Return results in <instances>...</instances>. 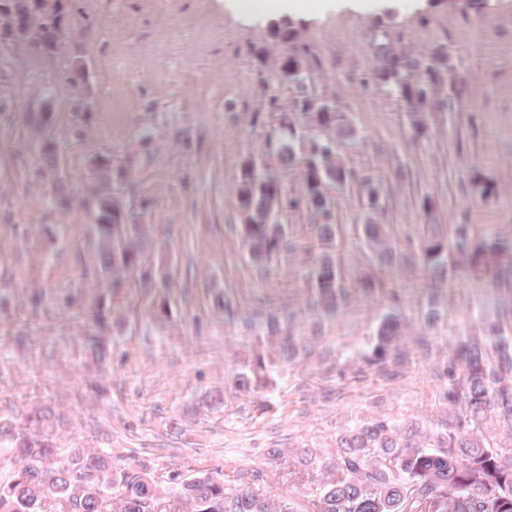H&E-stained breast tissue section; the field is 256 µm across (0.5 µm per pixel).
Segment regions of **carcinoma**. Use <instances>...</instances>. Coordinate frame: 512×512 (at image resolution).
Wrapping results in <instances>:
<instances>
[{
  "mask_svg": "<svg viewBox=\"0 0 512 512\" xmlns=\"http://www.w3.org/2000/svg\"><path fill=\"white\" fill-rule=\"evenodd\" d=\"M32 17L39 20L35 29L27 28ZM74 29L63 0H0V31L7 38H24L50 52ZM375 54L379 65L372 83L407 112H441L463 93L443 45L426 57H412L380 42ZM307 71L298 52L282 57L280 75L298 93L296 106L305 121L298 125L293 114L280 112V134L268 140L281 168H301L303 196H288L278 177L263 173L266 159L251 155L241 166L238 199L244 243L260 269L288 248L286 225L273 214L303 206L322 219L316 228L324 249L305 271L312 317L271 314L253 332L252 358L233 379L243 391L267 384L279 363L311 354L323 318L335 315L350 298L329 250L338 225L330 221L326 189L346 185L354 174L340 161L338 141L325 132L336 129L349 139L355 128L334 103L308 86ZM110 181L109 169L102 166L92 189L97 209L93 237L104 278L134 273L145 261V225L132 222L128 207L112 196ZM363 190L367 213L380 209L382 184L367 180ZM362 231L378 264L409 266L419 257L436 288L460 272L512 288V241L477 237L469 224L453 227L454 258L448 255V241L437 235L424 238L413 251L395 247L389 225L375 224L371 217ZM444 318L445 311L430 301L421 312L424 332L410 336L400 315H386L370 351L354 365L355 375L399 378L405 367L430 353V334ZM506 325L502 319L486 320L448 343L447 355L434 366L442 382L438 398L447 406L437 429L405 427L376 416L342 426L336 456L329 461L309 445L302 448L296 459L304 467L313 512H512V456L486 444L493 426L500 430L502 447L512 442V333ZM84 352L97 364L105 363L107 337H89ZM65 420L38 406L24 414L0 415V448L5 449L0 454V512H294L285 499L253 489L260 477L256 469H240L228 483L218 470L189 480L177 473L163 479L145 464L120 467L107 451L63 448L42 429L47 421L58 427Z\"/></svg>",
  "mask_w": 512,
  "mask_h": 512,
  "instance_id": "obj_1",
  "label": "carcinoma"
}]
</instances>
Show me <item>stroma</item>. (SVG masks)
<instances>
[{
  "instance_id": "35a3bbf8",
  "label": "stroma",
  "mask_w": 512,
  "mask_h": 512,
  "mask_svg": "<svg viewBox=\"0 0 512 512\" xmlns=\"http://www.w3.org/2000/svg\"><path fill=\"white\" fill-rule=\"evenodd\" d=\"M244 2L65 0L77 27L57 50L0 39V409L52 406L68 416L54 431L62 444L161 474L219 469L229 480L255 468L260 491L311 512L269 449L311 443L327 458L340 425L376 415L433 426L444 415L434 361L449 338L512 310V292L460 277L436 290L423 266L379 268L361 234L358 185L334 190L333 252L350 299L323 321L331 359L283 367L249 394L229 387L252 351L244 321L258 327L280 310L308 317L305 266L321 249L314 217L286 211L292 247L261 276L240 233L241 161L263 151L296 97L280 76L286 48L271 27L296 31L317 92L354 125L343 160L383 184L376 219L392 225L395 244L407 247L430 223L443 235L469 224L478 236L512 240V0H364L358 11L325 0L308 19L279 6L243 13ZM382 41L416 56L448 48L465 90L452 111L424 114L427 138L415 139L411 117L364 84ZM272 98L279 112L269 111ZM41 111L49 122L34 126ZM48 145L60 160L55 174L43 168ZM102 162L113 196L149 227L145 265L156 284L137 274L104 279L93 266L88 188ZM59 178L66 208L55 201ZM424 195L434 203L428 216ZM366 275L380 287L358 288ZM101 298L115 325L112 354L98 367L79 346L97 331ZM430 299L447 311L430 360L393 381L340 375L370 350L386 314L420 326ZM225 300L235 318L225 317ZM163 301L171 316L159 322ZM217 388L223 407L198 408Z\"/></svg>"
}]
</instances>
